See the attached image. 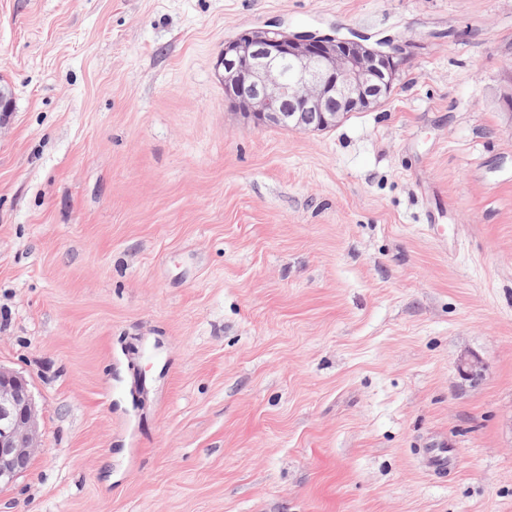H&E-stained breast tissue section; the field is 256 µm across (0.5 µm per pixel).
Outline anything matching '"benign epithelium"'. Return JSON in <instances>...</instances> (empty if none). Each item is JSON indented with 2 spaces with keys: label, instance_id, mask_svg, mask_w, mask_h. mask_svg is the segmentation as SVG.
I'll use <instances>...</instances> for the list:
<instances>
[{
  "label": "benign epithelium",
  "instance_id": "benign-epithelium-1",
  "mask_svg": "<svg viewBox=\"0 0 512 512\" xmlns=\"http://www.w3.org/2000/svg\"><path fill=\"white\" fill-rule=\"evenodd\" d=\"M407 61V42L381 50L365 40L280 29L246 31L224 42L218 62L231 103L256 127L322 131L351 112L381 106ZM500 108L512 112V72H506ZM459 374L483 377L473 355L458 360ZM40 448L37 410L28 384L0 367V490L11 486Z\"/></svg>",
  "mask_w": 512,
  "mask_h": 512
}]
</instances>
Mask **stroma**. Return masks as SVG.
Segmentation results:
<instances>
[{
	"instance_id": "stroma-1",
	"label": "stroma",
	"mask_w": 512,
	"mask_h": 512,
	"mask_svg": "<svg viewBox=\"0 0 512 512\" xmlns=\"http://www.w3.org/2000/svg\"><path fill=\"white\" fill-rule=\"evenodd\" d=\"M271 22L409 60L257 128L216 61ZM509 68L512 0H0V512H512ZM28 384L0 367V490L11 486L40 448Z\"/></svg>"
}]
</instances>
